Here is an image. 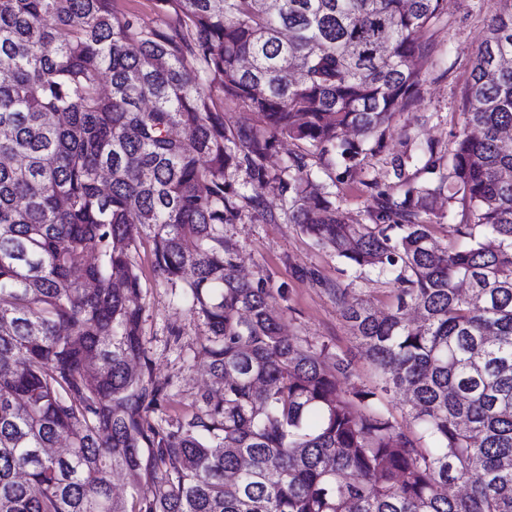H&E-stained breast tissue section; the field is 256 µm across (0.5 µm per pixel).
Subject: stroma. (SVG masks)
<instances>
[{"label": "stroma", "instance_id": "obj_1", "mask_svg": "<svg viewBox=\"0 0 512 512\" xmlns=\"http://www.w3.org/2000/svg\"><path fill=\"white\" fill-rule=\"evenodd\" d=\"M502 9L501 0H448V13L435 29L431 57L421 70L415 102L394 115L384 152L365 157L355 173H332L330 190L350 223H369L377 191L394 182L392 156H412L410 171L422 181L431 178L425 167L429 158H447L455 134L463 127V91L475 53L489 20ZM282 205L278 192L266 191L264 208L274 213V220L248 211L236 223L225 225L224 236L236 246L248 277L261 276L269 287L284 288L285 296L277 302L284 333L329 343L351 359L354 382L368 381L372 371L328 289L357 284L378 308L385 309L391 302L390 287L355 280L338 259L288 222ZM136 261L144 284L140 299L144 347L155 375L171 382L170 399L161 415L173 417L191 410L207 390L209 375L199 353L206 327L171 289L154 287L150 247H140Z\"/></svg>", "mask_w": 512, "mask_h": 512}]
</instances>
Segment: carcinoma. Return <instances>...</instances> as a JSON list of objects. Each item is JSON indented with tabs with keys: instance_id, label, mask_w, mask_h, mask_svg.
<instances>
[{
	"instance_id": "carcinoma-1",
	"label": "carcinoma",
	"mask_w": 512,
	"mask_h": 512,
	"mask_svg": "<svg viewBox=\"0 0 512 512\" xmlns=\"http://www.w3.org/2000/svg\"><path fill=\"white\" fill-rule=\"evenodd\" d=\"M157 2L174 18L147 27L112 0H0V512H512V0L448 164L419 182L392 157L369 224L322 175L385 148L448 0ZM216 91L257 124L227 128ZM279 138L305 152L273 170ZM268 189L356 278L393 276L382 315L329 289L370 383L340 389L351 361L284 335L266 280L238 273L224 225ZM146 243L208 330L212 390L164 422Z\"/></svg>"
}]
</instances>
